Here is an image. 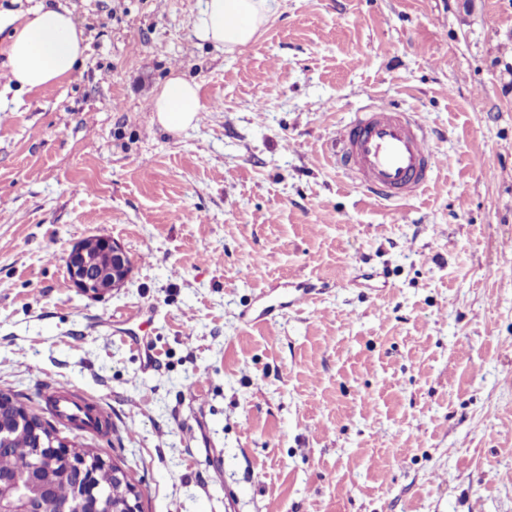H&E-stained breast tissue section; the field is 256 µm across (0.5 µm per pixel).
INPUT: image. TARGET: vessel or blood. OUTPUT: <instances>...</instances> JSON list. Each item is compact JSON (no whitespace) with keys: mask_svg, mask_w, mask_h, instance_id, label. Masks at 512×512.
Masks as SVG:
<instances>
[{"mask_svg":"<svg viewBox=\"0 0 512 512\" xmlns=\"http://www.w3.org/2000/svg\"><path fill=\"white\" fill-rule=\"evenodd\" d=\"M332 148L338 166L369 193L393 201L406 200L431 183L439 153L412 113L374 103L357 112L336 136ZM44 401L61 422L94 431L109 409L96 397L66 385L49 387Z\"/></svg>","mask_w":512,"mask_h":512,"instance_id":"1","label":"vessel or blood"}]
</instances>
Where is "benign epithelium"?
I'll use <instances>...</instances> for the list:
<instances>
[{
  "label": "benign epithelium",
  "instance_id": "obj_1",
  "mask_svg": "<svg viewBox=\"0 0 512 512\" xmlns=\"http://www.w3.org/2000/svg\"><path fill=\"white\" fill-rule=\"evenodd\" d=\"M112 246V266L124 270L122 279H127L130 261L124 247L115 240ZM67 267L70 278L78 290L86 295L100 296L120 287L115 276L108 275L91 262L84 245L77 244L69 253ZM58 460L76 482V497L73 503L65 505L60 512H143L141 495L135 488H127L114 498L112 508H107L93 482L92 468L87 458L61 439H51L45 448H37L31 467L24 474L0 475V486L11 488V494L0 497V512H42L41 504L51 496L52 484L44 475V462Z\"/></svg>",
  "mask_w": 512,
  "mask_h": 512
}]
</instances>
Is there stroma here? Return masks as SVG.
Masks as SVG:
<instances>
[{
    "label": "stroma",
    "instance_id": "35a3bbf8",
    "mask_svg": "<svg viewBox=\"0 0 512 512\" xmlns=\"http://www.w3.org/2000/svg\"><path fill=\"white\" fill-rule=\"evenodd\" d=\"M41 5L90 50L21 92L0 33V392L101 398L115 431L81 441L144 512H512V0H281L232 54L202 0L0 11ZM173 72L205 106L176 135ZM374 99L441 154L401 202L330 149ZM93 236L132 261L99 298L66 269ZM204 109L199 86L179 74H172L151 101L158 124L170 133L194 127Z\"/></svg>",
    "mask_w": 512,
    "mask_h": 512
}]
</instances>
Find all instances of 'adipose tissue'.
Here are the masks:
<instances>
[{
  "mask_svg": "<svg viewBox=\"0 0 512 512\" xmlns=\"http://www.w3.org/2000/svg\"><path fill=\"white\" fill-rule=\"evenodd\" d=\"M279 0H202L195 34L226 53L246 46L274 18ZM11 29L7 46L8 81L33 91L71 76L86 57L89 44L71 11L42 6L23 15L1 14L0 30ZM158 124L179 133L196 126L203 105L196 83L171 75L151 101Z\"/></svg>",
  "mask_w": 512,
  "mask_h": 512,
  "instance_id": "obj_1",
  "label": "adipose tissue"
}]
</instances>
